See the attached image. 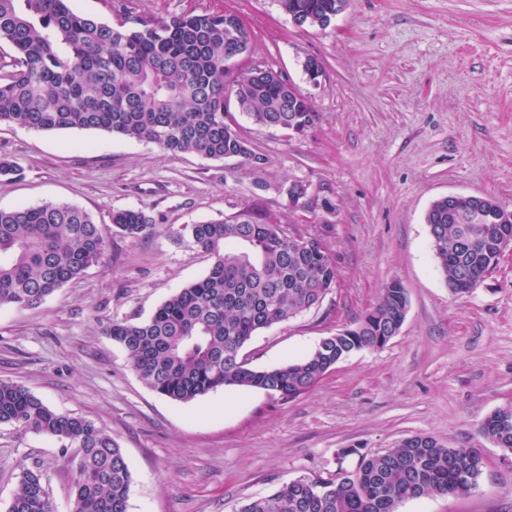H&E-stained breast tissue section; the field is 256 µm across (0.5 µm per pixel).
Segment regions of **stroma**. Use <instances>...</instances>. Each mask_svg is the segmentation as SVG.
I'll list each match as a JSON object with an SVG mask.
<instances>
[{
    "mask_svg": "<svg viewBox=\"0 0 512 512\" xmlns=\"http://www.w3.org/2000/svg\"><path fill=\"white\" fill-rule=\"evenodd\" d=\"M166 18L237 12L250 33L244 66L281 72L317 117L301 136L237 115L266 158L261 171L101 131L37 132L0 125V209L74 204L108 234L102 262L39 307L0 306V379L52 409L83 416L123 448L133 483L127 512H239L299 477L354 470L360 456L428 435L483 457L468 495H427L398 512H512V453L480 423L512 404V251L468 293L448 289L425 215L448 195H480L512 210V0H347L325 27L297 26L278 0H125ZM322 61L318 84L308 57ZM236 175H229V168ZM308 185L293 207L289 184ZM257 200L285 229L319 235L338 280L323 302L261 330L252 367L294 361L354 327L385 286L408 308L397 336L350 353L313 389L283 401L227 387L190 403L149 388L106 335L145 320L211 260L183 225ZM154 217L149 235L117 231L113 211ZM42 464L57 512H70L72 472L53 438L0 425V512L21 465Z\"/></svg>",
    "mask_w": 512,
    "mask_h": 512,
    "instance_id": "35a3bbf8",
    "label": "stroma"
}]
</instances>
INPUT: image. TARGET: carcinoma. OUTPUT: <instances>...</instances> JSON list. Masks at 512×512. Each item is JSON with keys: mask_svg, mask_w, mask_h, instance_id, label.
Segmentation results:
<instances>
[{"mask_svg": "<svg viewBox=\"0 0 512 512\" xmlns=\"http://www.w3.org/2000/svg\"><path fill=\"white\" fill-rule=\"evenodd\" d=\"M70 0H0V40L16 56L0 72V123L35 131H102L152 143L171 157H236L260 169L257 152L226 119L224 104L260 126L302 135L316 118L301 96L288 111L291 82L272 70L234 73L227 62L246 51L249 31L228 41L227 13L185 12L167 19L122 12L117 24L75 13ZM294 16L336 13V0H280ZM240 216L187 224L182 231L211 259L208 273L171 295L140 322L114 321L108 333L139 377L157 393L189 403L236 386L285 401L313 388L347 354L380 349L407 313V293L389 283L358 324L327 336L309 355L270 369L244 355L258 331L322 302L337 270L323 242L300 244L254 202ZM124 235L148 234L142 211L112 212ZM431 247L449 290L468 292L484 277L496 234L511 224H475L436 200L426 214ZM105 230L85 209L44 202L0 210V305L35 307L103 259ZM0 424L43 434L75 453L71 512H127L132 473L112 435L93 421L60 413L25 386L0 379ZM478 433L512 449V407L486 417ZM483 460L476 448H454L425 435L359 459L334 479L303 477L248 500L240 512H397L424 494L464 496L476 487ZM9 512H56L42 465L22 467Z\"/></svg>", "mask_w": 512, "mask_h": 512, "instance_id": "obj_1", "label": "carcinoma"}]
</instances>
